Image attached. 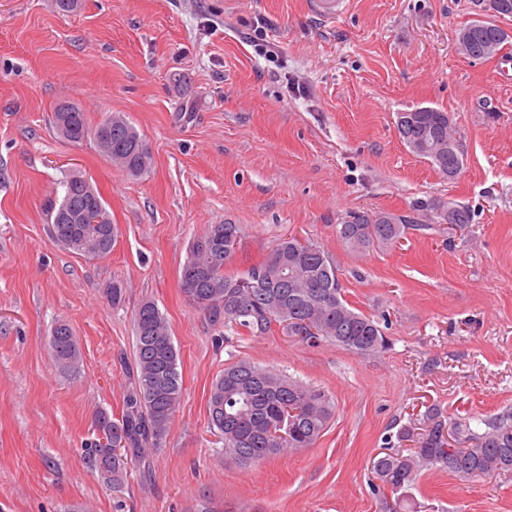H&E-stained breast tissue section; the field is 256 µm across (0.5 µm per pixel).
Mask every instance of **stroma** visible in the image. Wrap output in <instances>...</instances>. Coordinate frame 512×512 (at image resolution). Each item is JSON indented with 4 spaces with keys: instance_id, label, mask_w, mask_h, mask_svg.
Here are the masks:
<instances>
[{
    "instance_id": "obj_1",
    "label": "stroma",
    "mask_w": 512,
    "mask_h": 512,
    "mask_svg": "<svg viewBox=\"0 0 512 512\" xmlns=\"http://www.w3.org/2000/svg\"><path fill=\"white\" fill-rule=\"evenodd\" d=\"M472 0H0V512H394L371 465L428 408L478 421L512 411V42L463 55ZM276 56L252 41L257 22ZM298 92H291V85ZM69 103L97 125L121 112L148 147L132 178L93 138L52 124ZM447 112L463 154L455 179L410 152L397 113ZM83 175L118 235L85 257L51 237L48 199ZM454 201L467 228L420 219L400 244L354 252L336 235L351 211L409 215ZM243 225L229 266L261 262L294 236L335 261L344 298L387 318V349L358 355L219 332L189 304L180 273L209 225ZM121 284L112 306L107 290ZM164 315L183 390L170 427L112 492L83 453L98 411L120 416L134 365L133 314ZM68 323L75 370L52 362ZM247 359L329 392L335 414L314 447L247 467L224 461L208 398ZM407 496L414 512H512V473L463 481L436 465ZM51 358L62 370L72 368L80 359L81 351L72 328L67 323H57L50 336Z\"/></svg>"
}]
</instances>
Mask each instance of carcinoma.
Segmentation results:
<instances>
[{"label": "carcinoma", "instance_id": "obj_1", "mask_svg": "<svg viewBox=\"0 0 512 512\" xmlns=\"http://www.w3.org/2000/svg\"><path fill=\"white\" fill-rule=\"evenodd\" d=\"M473 42L470 58L483 59L482 49L503 45L512 34L495 21L477 19L463 26ZM56 132L80 143L112 126V146L123 156L120 169L138 177L150 167L144 140L125 116L114 113L90 128L84 112L62 105L53 115ZM415 155L428 159L444 176L463 165L448 113L438 109L412 113V121L398 131ZM61 201L47 208L53 239L63 248L86 257L112 251L114 224H82L79 214L86 200L100 194L79 174L62 181ZM415 219L385 211H353L336 225V234L352 251L389 248L405 236ZM245 237L240 224H212L192 243L182 272L196 274L197 295L186 300L208 313L219 328L265 336L279 325L306 343L327 341L359 355L380 353L386 338L378 321L352 307L342 295L336 265L321 247L297 237L281 239L262 262L227 273L225 267ZM134 365L121 416L105 411L95 415L105 442L87 447L91 468L104 483L120 491L128 480V466L140 464L160 445L180 404L183 383L178 354L167 322L158 306L140 304L134 314ZM51 358L62 370L72 368L81 351L72 328L58 323L50 336ZM333 401L325 391L310 387L248 360L224 367L209 395L210 424L224 440L225 461L240 466L311 448L328 427ZM425 432L417 446L386 453L373 460L378 489L396 494L411 486L419 472L440 464L460 479L512 472V413L480 420H450L437 409L426 415ZM461 447L448 454V434Z\"/></svg>", "mask_w": 512, "mask_h": 512}]
</instances>
